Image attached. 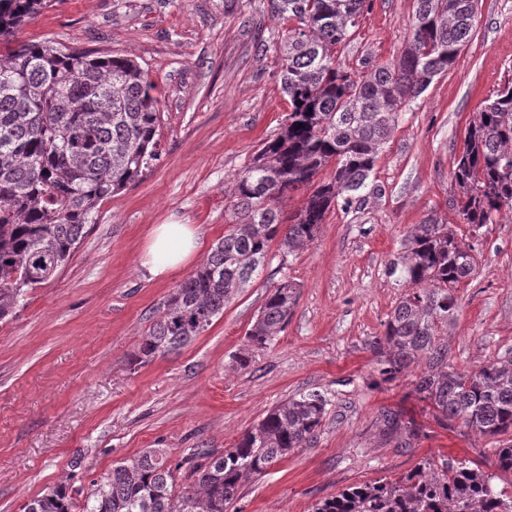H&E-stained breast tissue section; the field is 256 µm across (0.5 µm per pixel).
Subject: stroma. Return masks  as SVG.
Listing matches in <instances>:
<instances>
[{"instance_id":"obj_1","label":"stroma","mask_w":512,"mask_h":512,"mask_svg":"<svg viewBox=\"0 0 512 512\" xmlns=\"http://www.w3.org/2000/svg\"><path fill=\"white\" fill-rule=\"evenodd\" d=\"M414 0H374L341 53L362 75L395 61ZM268 0H50L21 40L137 61L163 112L157 161L106 200L70 260L0 322V512L67 482L90 489L112 466L161 449L186 482L199 448L236 445L297 394L328 401L318 436L246 479L229 512H311L348 487L400 478L424 459L490 461L495 438L440 426L414 391L424 363L381 381L370 343L407 289L397 260L412 229L447 218L477 266L441 336L460 371L512 358V211L471 231L445 202L473 114L512 78V0H479L455 65L402 109L360 198L332 206L314 242L273 246L263 269L179 352L145 360L140 339L226 228L236 174L288 114ZM191 224L202 248L161 280L139 265L152 225ZM296 286L285 328L247 368L234 361L267 293ZM385 410L419 434L388 432Z\"/></svg>"}]
</instances>
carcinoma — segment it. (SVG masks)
Returning <instances> with one entry per match:
<instances>
[{
    "instance_id": "cac0c4a2",
    "label": "carcinoma",
    "mask_w": 512,
    "mask_h": 512,
    "mask_svg": "<svg viewBox=\"0 0 512 512\" xmlns=\"http://www.w3.org/2000/svg\"><path fill=\"white\" fill-rule=\"evenodd\" d=\"M45 5L0 0L1 322L29 289L67 263L103 202L138 181L158 157L162 112L137 62L18 41L20 28ZM269 6L288 23L278 47L288 121L236 175L228 229L141 337L145 359L176 352L205 331L249 285L274 241L289 253L302 249L330 207L353 204L403 105L447 72L471 40L478 0H415L400 57L358 78L343 67L338 47L372 0H269ZM329 167L330 178L320 177ZM453 181L451 208L472 227L512 210V78L470 119ZM295 192L305 199L287 216L281 200ZM474 251L440 218L415 226L402 256L411 288L372 347L387 380L425 357L428 370L416 376L415 391L430 401L437 420L509 436L494 449L491 466L512 471V359L461 373L438 342L454 317V291L476 270ZM294 304L293 283L273 286L247 332L250 346L266 348ZM327 405L315 392L286 399L234 447L198 451L204 463L189 484L176 483L166 453L156 449L112 468L86 494L59 483L29 499L23 512H228L243 480L314 442ZM382 418L388 430L415 436L398 413ZM493 479L478 465L426 459L402 478L349 487L313 512H512V496Z\"/></svg>"
}]
</instances>
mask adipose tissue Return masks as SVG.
<instances>
[{
    "mask_svg": "<svg viewBox=\"0 0 512 512\" xmlns=\"http://www.w3.org/2000/svg\"><path fill=\"white\" fill-rule=\"evenodd\" d=\"M200 246L195 226L158 224L151 231L140 265L151 277L161 278L190 261Z\"/></svg>",
    "mask_w": 512,
    "mask_h": 512,
    "instance_id": "obj_1",
    "label": "adipose tissue"
}]
</instances>
